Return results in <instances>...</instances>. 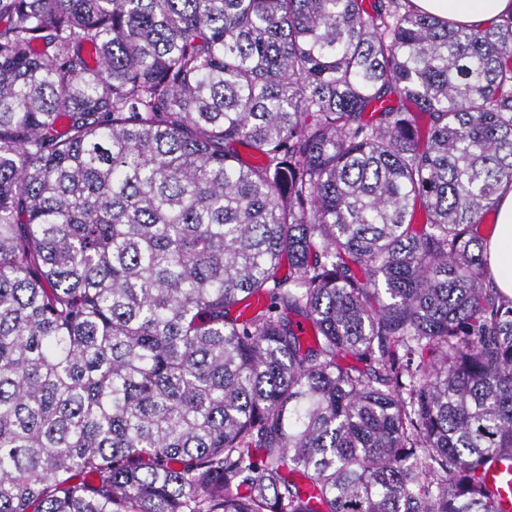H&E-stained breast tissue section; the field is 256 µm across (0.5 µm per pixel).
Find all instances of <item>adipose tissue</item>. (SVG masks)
Segmentation results:
<instances>
[{
  "mask_svg": "<svg viewBox=\"0 0 512 512\" xmlns=\"http://www.w3.org/2000/svg\"><path fill=\"white\" fill-rule=\"evenodd\" d=\"M414 10L466 28H484L512 16V0H411ZM497 225L487 244L490 272L499 291L512 298V186L503 187Z\"/></svg>",
  "mask_w": 512,
  "mask_h": 512,
  "instance_id": "adipose-tissue-1",
  "label": "adipose tissue"
}]
</instances>
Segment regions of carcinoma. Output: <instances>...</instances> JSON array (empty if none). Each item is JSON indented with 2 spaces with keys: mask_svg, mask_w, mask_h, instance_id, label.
I'll use <instances>...</instances> for the list:
<instances>
[{
  "mask_svg": "<svg viewBox=\"0 0 512 512\" xmlns=\"http://www.w3.org/2000/svg\"><path fill=\"white\" fill-rule=\"evenodd\" d=\"M364 2L0 0V512H498L512 17ZM497 202V225L487 244L488 261L497 288L512 298V186L503 187Z\"/></svg>",
  "mask_w": 512,
  "mask_h": 512,
  "instance_id": "obj_1",
  "label": "carcinoma"
}]
</instances>
